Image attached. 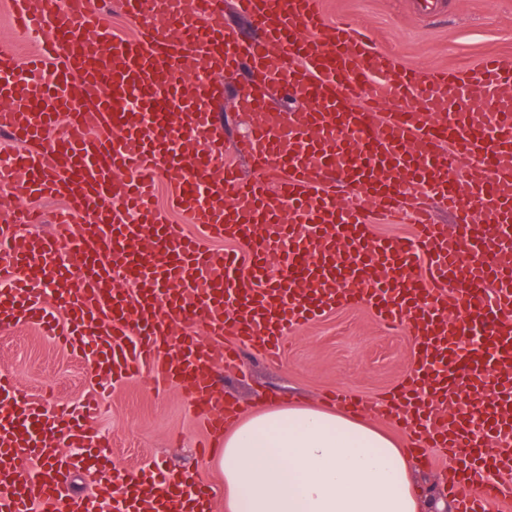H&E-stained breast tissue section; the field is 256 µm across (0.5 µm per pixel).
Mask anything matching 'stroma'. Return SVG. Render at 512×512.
Wrapping results in <instances>:
<instances>
[{
	"mask_svg": "<svg viewBox=\"0 0 512 512\" xmlns=\"http://www.w3.org/2000/svg\"><path fill=\"white\" fill-rule=\"evenodd\" d=\"M447 3L432 15L418 13L412 0H320V7L328 20L355 19L376 50L424 72L472 71L489 54L512 59V0ZM413 348L408 330L386 331L369 308L351 303L294 332L282 361L250 354L241 371L221 377L225 393L249 412L270 401L316 405L336 389L380 402L410 372ZM1 369L50 416L96 387L84 361L26 324L0 334ZM90 424L120 470L135 474L151 463L195 470L215 488L213 512H224V483L211 458L199 455L202 427L175 387L142 372L106 392Z\"/></svg>",
	"mask_w": 512,
	"mask_h": 512,
	"instance_id": "1",
	"label": "stroma"
}]
</instances>
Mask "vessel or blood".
Segmentation results:
<instances>
[{"label":"vessel or blood","mask_w":512,"mask_h":512,"mask_svg":"<svg viewBox=\"0 0 512 512\" xmlns=\"http://www.w3.org/2000/svg\"><path fill=\"white\" fill-rule=\"evenodd\" d=\"M119 4L136 23L126 37L97 0H10L15 30L39 43L24 60L0 49V132L20 146L0 184L62 198L67 210L63 230L41 237L17 232L32 211L0 207V331L56 333L113 383L155 372L180 390L210 448L240 410L219 390V368L251 349L280 358L288 333L364 303L416 336L412 369L386 405L408 453L443 448L455 460L456 512L511 507L512 61L409 71L355 20H326L319 0ZM230 9L258 35L228 26ZM190 60L207 78L186 81ZM243 71L235 108L248 131L229 161L215 112ZM276 91L304 110L274 112ZM384 104L393 112L380 113ZM240 157L254 176L240 175ZM160 182L210 246L153 207ZM432 199L453 225L435 223ZM402 214L414 236L371 235L370 224ZM224 241L246 246L247 260ZM63 248L76 272L60 265ZM63 273L68 285L46 309L43 281ZM329 399L371 409L349 391ZM88 464L102 474L98 493H69ZM187 487L207 512L214 493L196 475H119L80 412L46 417L0 372V512H144L145 489Z\"/></svg>","instance_id":"1"}]
</instances>
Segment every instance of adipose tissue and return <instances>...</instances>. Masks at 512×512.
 <instances>
[{
	"label": "adipose tissue",
	"instance_id": "ef3b65f1",
	"mask_svg": "<svg viewBox=\"0 0 512 512\" xmlns=\"http://www.w3.org/2000/svg\"><path fill=\"white\" fill-rule=\"evenodd\" d=\"M224 512H445L411 488L415 461L364 419L270 403L224 431Z\"/></svg>",
	"mask_w": 512,
	"mask_h": 512
}]
</instances>
